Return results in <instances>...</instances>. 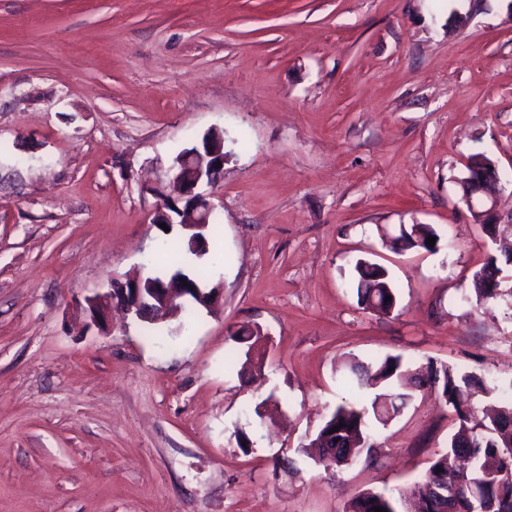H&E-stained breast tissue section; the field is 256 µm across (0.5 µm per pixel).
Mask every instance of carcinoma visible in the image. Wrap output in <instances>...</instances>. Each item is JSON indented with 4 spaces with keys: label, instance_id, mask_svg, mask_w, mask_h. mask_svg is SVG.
Wrapping results in <instances>:
<instances>
[{
    "label": "carcinoma",
    "instance_id": "1",
    "mask_svg": "<svg viewBox=\"0 0 512 512\" xmlns=\"http://www.w3.org/2000/svg\"><path fill=\"white\" fill-rule=\"evenodd\" d=\"M429 236H438L432 225L414 224L407 235L394 239V243L429 251ZM160 252L167 262L162 265L151 263V280L186 272L194 281L205 284L210 281L212 269L220 261L219 256L210 255L208 248L203 253L206 261H201L203 256H198L191 249L184 232L173 240L162 239ZM355 271L358 300L364 309L378 314L391 313L396 305V296L388 271L363 259L356 262ZM500 272L497 259L492 257L474 274L472 290L477 303L497 298L499 292L491 287V283ZM387 296L391 297L388 302L385 301ZM230 337L244 351L241 373L245 374L251 370L250 350L261 340L262 333L242 326L231 332ZM425 373V377L417 374L414 383L420 388L436 391L451 404L458 416V426L448 440V448L432 458L425 476L417 485L415 496L422 503L421 512H438L430 494V487L438 481L446 482L448 494L464 501V507L469 510L487 507L492 512H512V480L501 476V472L512 467V403L505 400L502 406L477 420L473 416L471 400L479 394L491 396L498 390L497 385L431 362L427 364ZM406 375L408 368L400 356L376 357L368 361L352 359L344 375L347 383L363 391L384 387L391 394L383 401L377 396L368 405L358 396L353 402L337 406L321 425L312 443H317L336 427L337 451L349 452L352 459H357L363 451L372 448L370 440L375 426L386 425L412 397L403 387ZM392 500L394 497L389 493L363 492L350 501L347 512H374L376 507L386 510Z\"/></svg>",
    "mask_w": 512,
    "mask_h": 512
}]
</instances>
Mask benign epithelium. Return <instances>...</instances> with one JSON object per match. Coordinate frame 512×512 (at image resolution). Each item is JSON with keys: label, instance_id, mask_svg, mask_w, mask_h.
<instances>
[{"label": "benign epithelium", "instance_id": "benign-epithelium-1", "mask_svg": "<svg viewBox=\"0 0 512 512\" xmlns=\"http://www.w3.org/2000/svg\"><path fill=\"white\" fill-rule=\"evenodd\" d=\"M218 145L207 146L182 158L175 159L168 170L169 181L173 185L174 196L162 202L153 211L151 223L174 224V213L186 215V221L180 223L191 239L192 249L203 253L205 229L213 205L207 198L204 188L214 184L224 171V134L217 132ZM471 189L465 194L464 201L470 210L483 213L487 223H496L497 199L500 193L499 183L486 176L471 174ZM220 287L209 290L191 280L181 282L174 277L172 282H144V279H115L110 291L103 295L87 298L90 321L101 325L106 315L114 307L123 309L126 314L138 320L155 317L161 312L174 314L179 306L187 301L195 302L205 309L219 297Z\"/></svg>", "mask_w": 512, "mask_h": 512}]
</instances>
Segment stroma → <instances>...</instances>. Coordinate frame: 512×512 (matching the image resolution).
Instances as JSON below:
<instances>
[{
	"label": "stroma",
	"mask_w": 512,
	"mask_h": 512,
	"mask_svg": "<svg viewBox=\"0 0 512 512\" xmlns=\"http://www.w3.org/2000/svg\"><path fill=\"white\" fill-rule=\"evenodd\" d=\"M214 128L222 297L188 333L91 324L88 297L149 273L165 172ZM475 153L503 177L494 239L460 198ZM403 224L437 249L392 247ZM501 238L512 0H0V512H346L410 490L455 427L434 391L350 466L301 447L355 357L512 386V265L468 298ZM359 259L388 270L392 313L359 304ZM244 325L258 383L225 365ZM501 272L497 259L491 257L489 261L473 276L472 290L477 304L497 298L499 288H491L494 277ZM395 500L390 493L367 491L352 499L346 509L347 512H375L374 507L387 510L390 501ZM388 511V510H387Z\"/></svg>",
	"instance_id": "1"
}]
</instances>
